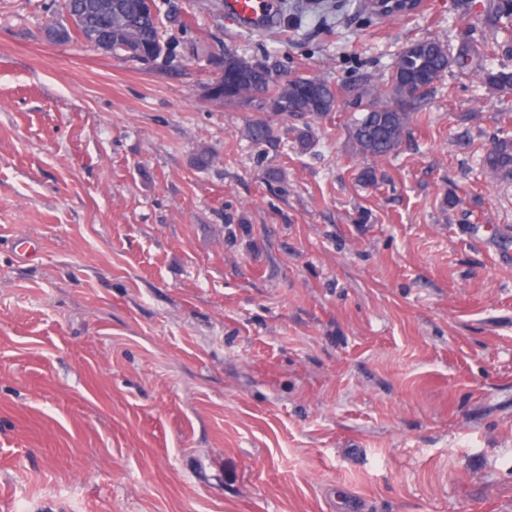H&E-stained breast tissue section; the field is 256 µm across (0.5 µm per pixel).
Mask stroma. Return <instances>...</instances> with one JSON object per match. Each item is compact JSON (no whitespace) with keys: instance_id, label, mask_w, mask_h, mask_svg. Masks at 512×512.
<instances>
[{"instance_id":"obj_1","label":"stroma","mask_w":512,"mask_h":512,"mask_svg":"<svg viewBox=\"0 0 512 512\" xmlns=\"http://www.w3.org/2000/svg\"><path fill=\"white\" fill-rule=\"evenodd\" d=\"M422 2L283 0L254 32L155 0L172 51L145 65L48 39L57 0H0L11 512H512V178L483 169L512 93L454 65L396 152L348 133L410 42L471 32L512 70L490 0ZM209 45L335 87L308 148L207 100Z\"/></svg>"}]
</instances>
